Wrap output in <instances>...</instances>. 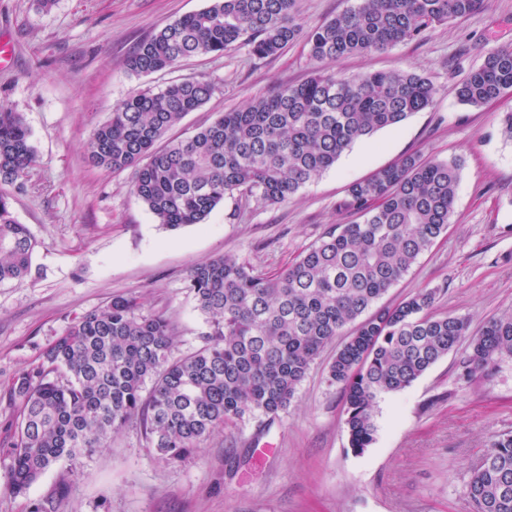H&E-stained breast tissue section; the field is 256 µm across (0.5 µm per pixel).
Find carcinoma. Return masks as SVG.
Returning a JSON list of instances; mask_svg holds the SVG:
<instances>
[{
    "instance_id": "obj_1",
    "label": "carcinoma",
    "mask_w": 512,
    "mask_h": 512,
    "mask_svg": "<svg viewBox=\"0 0 512 512\" xmlns=\"http://www.w3.org/2000/svg\"><path fill=\"white\" fill-rule=\"evenodd\" d=\"M295 2L209 0L140 43L129 69L148 76L235 45L266 58L300 38L311 60L339 61L417 41L436 25L476 13L486 0H358L311 27L297 21ZM509 91V47L490 52L456 85L459 100L472 107ZM214 92L213 82L199 79L145 87L89 143L95 166L135 169L133 194L167 228L203 222L236 193L279 204L357 141L429 108L434 97L432 83L414 72L346 79L317 70L299 85L168 136ZM34 161L23 116L0 103V183L24 185ZM462 167L457 156L424 160L412 153L351 184L341 208L358 220L332 225L278 272H259L231 255L194 266L187 288L209 331L183 356L173 355L167 320L145 311L136 296L75 317L10 393L20 412L10 444L0 450L9 459L6 489L26 494L57 461L75 463L107 447L111 434L132 421L157 456L192 457L225 424L286 409L314 360L348 325L354 330L336 351L329 381L344 392L356 454L375 440L378 399L409 387L461 342L468 374L512 357V314L488 319L471 335L464 317L428 314L435 288L377 307L448 229ZM35 246L0 195V283L31 273ZM465 495L471 512H512V432L492 436Z\"/></svg>"
}]
</instances>
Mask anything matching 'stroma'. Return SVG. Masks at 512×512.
<instances>
[{"label":"stroma","instance_id":"stroma-1","mask_svg":"<svg viewBox=\"0 0 512 512\" xmlns=\"http://www.w3.org/2000/svg\"><path fill=\"white\" fill-rule=\"evenodd\" d=\"M207 0H0V34L14 46L0 68V103L23 115L36 164L30 182L6 185L19 223L37 242L32 272L0 284V446L19 413L9 392L21 373L72 318L118 296H137L165 317L175 353L199 347L207 325L187 288L198 263L233 255L276 272L334 224L351 222L340 204L349 186L402 155L461 157L455 214L409 273L383 296L395 306L421 290L438 295L432 315L466 317L477 332L512 314V141L501 133L512 93L481 107L462 104L455 84L486 55L512 46V0L441 24L422 40L315 65L304 42L260 59L247 47L201 56L146 77L127 61L144 39ZM352 77L403 68L427 77L434 101L400 125L356 143L335 167L285 202L225 197L200 224L167 229L131 191L132 170L94 166V130L130 94L172 80L208 79L216 90L174 128L180 136L315 69ZM343 337L312 364L294 401L278 415L230 423L194 457L150 455L137 423L113 434L108 448L73 463L59 461L27 495L6 489L0 461V512H32L67 494L56 512H468L465 484L493 434L512 432V359L471 375L458 346L405 390L379 399L377 432L360 455L348 447L345 406L328 368Z\"/></svg>","mask_w":512,"mask_h":512}]
</instances>
